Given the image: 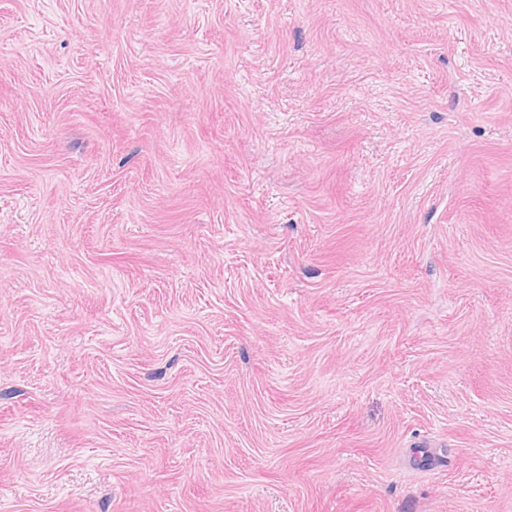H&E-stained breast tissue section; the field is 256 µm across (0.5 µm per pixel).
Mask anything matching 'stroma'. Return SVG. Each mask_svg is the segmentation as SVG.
Returning a JSON list of instances; mask_svg holds the SVG:
<instances>
[{
  "label": "stroma",
  "instance_id": "stroma-1",
  "mask_svg": "<svg viewBox=\"0 0 512 512\" xmlns=\"http://www.w3.org/2000/svg\"><path fill=\"white\" fill-rule=\"evenodd\" d=\"M0 512H512V0H0Z\"/></svg>",
  "mask_w": 512,
  "mask_h": 512
}]
</instances>
